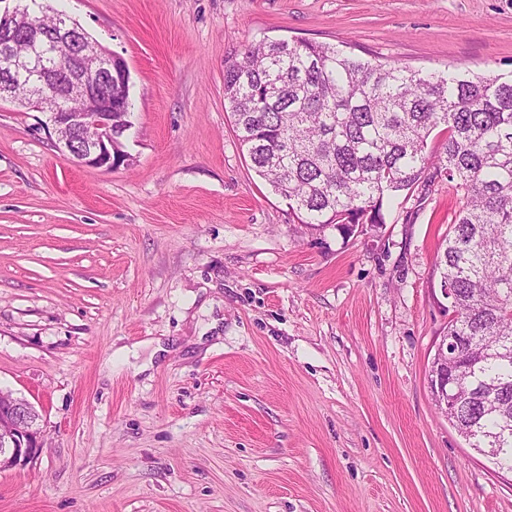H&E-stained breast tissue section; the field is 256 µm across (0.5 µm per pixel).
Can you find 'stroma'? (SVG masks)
Here are the masks:
<instances>
[{
	"label": "stroma",
	"instance_id": "35a3bbf8",
	"mask_svg": "<svg viewBox=\"0 0 512 512\" xmlns=\"http://www.w3.org/2000/svg\"><path fill=\"white\" fill-rule=\"evenodd\" d=\"M130 73L127 164L78 165L0 100V389L40 451L0 512H512V473L438 410V179L349 238L300 227L251 166L224 60L349 42L512 74V0H56Z\"/></svg>",
	"mask_w": 512,
	"mask_h": 512
}]
</instances>
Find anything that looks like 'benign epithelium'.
<instances>
[{
	"mask_svg": "<svg viewBox=\"0 0 512 512\" xmlns=\"http://www.w3.org/2000/svg\"><path fill=\"white\" fill-rule=\"evenodd\" d=\"M14 6L0 10V55L12 71H26L35 93L25 103L50 114L58 147L80 165L110 171L126 161L121 150L123 130L112 122V79L118 73L129 78L125 60L106 50L73 23L60 21L53 37L61 54V67L35 66L27 56L9 53L14 34L26 33L30 48L45 40L33 19L26 0H13ZM459 355V342L441 337L434 357L442 362L433 366L429 387L443 412L459 402V381L448 376V367ZM40 415L28 401L0 390V472L24 465L39 451Z\"/></svg>",
	"mask_w": 512,
	"mask_h": 512,
	"instance_id": "benign-epithelium-1",
	"label": "benign epithelium"
}]
</instances>
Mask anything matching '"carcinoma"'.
<instances>
[{
	"mask_svg": "<svg viewBox=\"0 0 512 512\" xmlns=\"http://www.w3.org/2000/svg\"><path fill=\"white\" fill-rule=\"evenodd\" d=\"M113 120L129 127V88ZM224 99L252 167L298 223H385L384 210L445 177L461 207L437 255L461 351L448 421L512 470V79L371 62L337 45L262 40L224 60ZM442 151H428L435 130Z\"/></svg>",
	"mask_w": 512,
	"mask_h": 512,
	"instance_id": "carcinoma-1",
	"label": "carcinoma"
}]
</instances>
